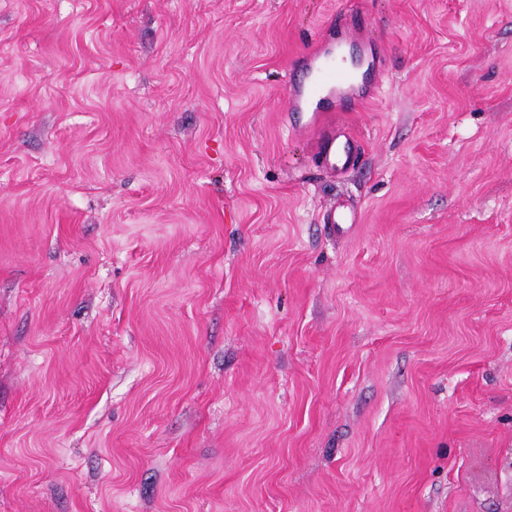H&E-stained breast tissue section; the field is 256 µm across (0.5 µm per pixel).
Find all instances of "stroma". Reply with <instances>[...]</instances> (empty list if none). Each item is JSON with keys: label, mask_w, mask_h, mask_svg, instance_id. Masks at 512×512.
Returning <instances> with one entry per match:
<instances>
[{"label": "stroma", "mask_w": 512, "mask_h": 512, "mask_svg": "<svg viewBox=\"0 0 512 512\" xmlns=\"http://www.w3.org/2000/svg\"><path fill=\"white\" fill-rule=\"evenodd\" d=\"M0 512H512V0H0ZM340 45L336 42V53L327 47L319 45L313 51V62L319 61L317 74L311 83L299 91L297 103L301 106L313 99H318L313 113L319 109V103L327 97L341 98L346 95L355 80V73L339 64V59L344 61ZM355 138L341 122L336 120L326 141L327 158L338 172L352 167L356 160Z\"/></svg>", "instance_id": "35a3bbf8"}]
</instances>
